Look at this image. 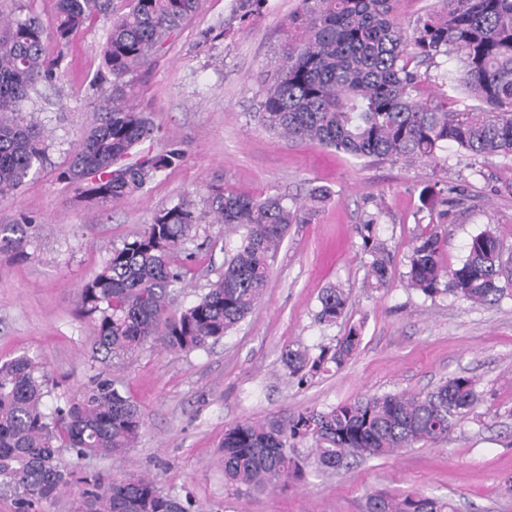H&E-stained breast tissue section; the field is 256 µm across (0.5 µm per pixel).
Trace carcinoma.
I'll return each mask as SVG.
<instances>
[{
	"mask_svg": "<svg viewBox=\"0 0 512 512\" xmlns=\"http://www.w3.org/2000/svg\"><path fill=\"white\" fill-rule=\"evenodd\" d=\"M112 12L102 51L112 80L104 117L77 145L60 177L97 205L145 188L156 173L178 165L183 151L169 147L124 165L132 150L154 133L148 113L127 100V77L148 64L194 15L202 0H124ZM267 0H238L245 20ZM399 0H301L292 19L296 36L268 80L259 103V122L289 140L317 143L356 159L413 158L425 162L452 144L476 156L512 157V0H440L441 8L407 31L396 20ZM110 0H57L52 28L36 16L0 18V197L17 191L46 154L45 138L26 119L25 103L40 84L53 82L65 49ZM58 52L51 56L48 40ZM439 56L459 63L455 89L474 98L470 110L448 107V94L422 98L426 77L418 67ZM209 212L218 224L241 231L240 245L224 271L198 301L179 311L172 294L186 273L175 254L196 232V205L185 199L158 211L145 229L112 246L101 269L78 293L81 310L95 322V350L110 358L131 354L146 343L181 354L203 349L243 321L261 300L271 264L292 224H307L313 207L290 206L279 195L264 198L211 189ZM28 224L0 225V253L24 255ZM375 288L390 278L392 257L377 237V220L359 227ZM444 238L421 232L406 255L407 287L427 297L451 294L474 305H493L501 280L512 276L498 237L474 235L456 268L444 266ZM348 294L322 289L317 321L332 325L344 314ZM361 343L352 327L334 349L318 356L306 348L281 354L289 375L341 367ZM46 376L34 359L20 355L0 363V493L15 497L18 512L39 502L69 497V512H193L161 490L157 477L132 475L114 481L74 470L94 457L122 456L141 435L139 405L109 381L80 398L44 409ZM476 382L450 378L428 392L371 395L328 410L309 409L285 419L244 421L229 426L221 442L224 477L248 490L283 487L299 471L291 455L297 442L313 441L314 460L334 469L351 459L390 455L421 442L448 438L456 418L480 401ZM71 458L62 457V451ZM366 512H454L449 502L418 492L403 496L371 493Z\"/></svg>",
	"mask_w": 512,
	"mask_h": 512,
	"instance_id": "1",
	"label": "carcinoma"
}]
</instances>
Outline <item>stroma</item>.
<instances>
[{
	"instance_id": "35a3bbf8",
	"label": "stroma",
	"mask_w": 512,
	"mask_h": 512,
	"mask_svg": "<svg viewBox=\"0 0 512 512\" xmlns=\"http://www.w3.org/2000/svg\"><path fill=\"white\" fill-rule=\"evenodd\" d=\"M236 0H202L152 60L130 76L131 102L149 112L155 132L138 154L175 146L184 158L157 174L146 191L91 208L61 180L71 153L103 113L111 84L100 83L111 12L97 14L72 41L53 86L35 98L32 118L48 149L42 165L11 197L0 224L30 225L27 258L0 254V362L25 354L47 376L46 411L98 381L114 382L143 413L142 434L122 460H85L84 471L120 480L153 475L165 493L194 500L197 512H365L367 493L421 492L452 500L456 512H512V288L499 304L478 306L408 288L405 256L424 229L443 233L441 260L462 263L474 235L493 229L512 254V160L475 157L450 146L436 162L356 159L290 141L257 118L263 81L293 34L299 0H268L247 23ZM456 186L447 203L431 192ZM300 204L318 189L329 197L308 224L290 225L264 296L232 332L206 348L171 354L146 344L124 359L93 350L94 326L79 313V288L113 245L132 238L154 215L192 199L201 221L175 257L190 273L174 308L194 303L224 269L237 237L212 223L210 187ZM394 258L391 277L373 288L357 228L369 215ZM339 285L349 294L335 324L318 323V297ZM362 329L357 354L298 382L281 362L285 347L310 353ZM475 379L480 402L458 418L447 441L323 471L310 443L298 444L301 476L265 493L226 484L220 442L226 427L310 408L325 410L373 394L426 392L449 378Z\"/></svg>"
}]
</instances>
